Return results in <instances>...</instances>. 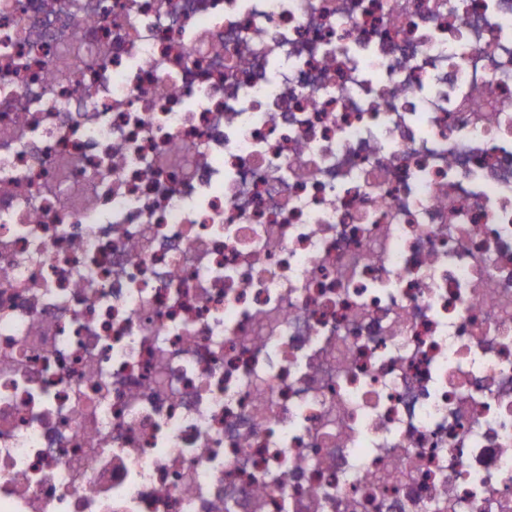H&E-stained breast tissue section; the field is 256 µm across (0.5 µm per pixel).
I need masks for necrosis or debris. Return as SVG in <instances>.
<instances>
[{"mask_svg":"<svg viewBox=\"0 0 512 512\" xmlns=\"http://www.w3.org/2000/svg\"><path fill=\"white\" fill-rule=\"evenodd\" d=\"M0 512H512V0H0Z\"/></svg>","mask_w":512,"mask_h":512,"instance_id":"4bbe7bcc","label":"necrosis or debris"}]
</instances>
